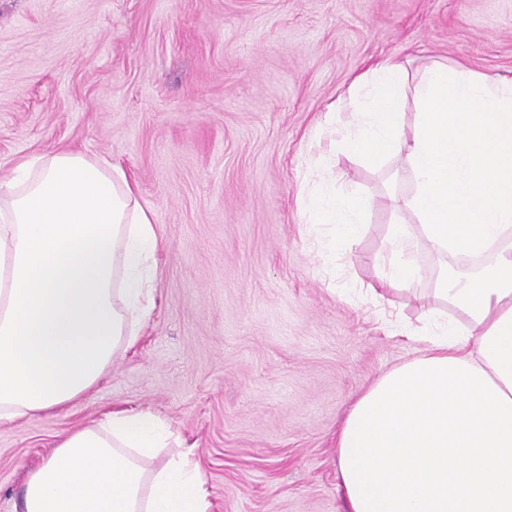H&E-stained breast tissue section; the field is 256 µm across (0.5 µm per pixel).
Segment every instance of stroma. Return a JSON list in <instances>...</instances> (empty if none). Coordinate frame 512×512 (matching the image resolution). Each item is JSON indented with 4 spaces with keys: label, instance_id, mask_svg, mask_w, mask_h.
<instances>
[{
    "label": "stroma",
    "instance_id": "stroma-1",
    "mask_svg": "<svg viewBox=\"0 0 512 512\" xmlns=\"http://www.w3.org/2000/svg\"><path fill=\"white\" fill-rule=\"evenodd\" d=\"M389 56L512 78V0H0V176L76 151L119 163L151 210L156 304L137 343L69 407L0 425V512L76 428L148 409L193 446L211 512H343L350 404L415 357L393 335L432 305L378 304L366 259L394 221L389 167L325 151L381 204L353 254L302 221L329 106Z\"/></svg>",
    "mask_w": 512,
    "mask_h": 512
}]
</instances>
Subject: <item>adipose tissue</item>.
Segmentation results:
<instances>
[{"label": "adipose tissue", "mask_w": 512, "mask_h": 512, "mask_svg": "<svg viewBox=\"0 0 512 512\" xmlns=\"http://www.w3.org/2000/svg\"><path fill=\"white\" fill-rule=\"evenodd\" d=\"M335 149L389 160L410 187L372 291L411 293L422 245L442 260L434 293L463 317L424 319L422 359L457 358L512 397V80L432 62L410 72L385 58L360 74ZM412 99V128L401 106ZM373 199L309 189L305 223L352 245ZM152 214L125 169L102 157L51 152L0 177V423L60 410L106 375L154 308ZM171 426L148 410L113 411L61 439L28 474L22 512H210L192 449L157 455Z\"/></svg>", "instance_id": "adipose-tissue-1"}]
</instances>
